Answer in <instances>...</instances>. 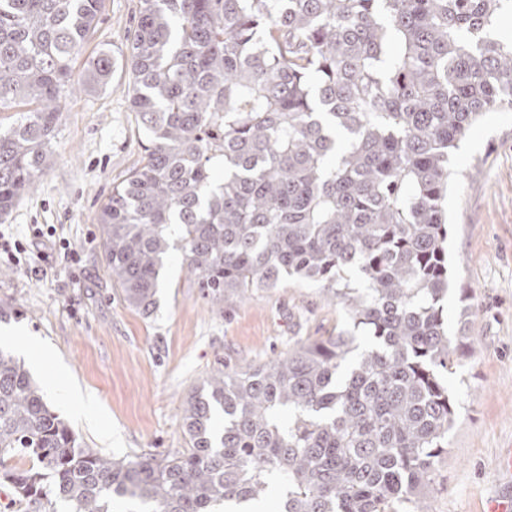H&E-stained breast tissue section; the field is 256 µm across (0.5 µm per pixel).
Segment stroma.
Wrapping results in <instances>:
<instances>
[{"instance_id":"1","label":"stroma","mask_w":512,"mask_h":512,"mask_svg":"<svg viewBox=\"0 0 512 512\" xmlns=\"http://www.w3.org/2000/svg\"><path fill=\"white\" fill-rule=\"evenodd\" d=\"M74 64L36 188L0 220L22 238L20 264L0 254V347L23 359L51 408L88 447L119 459L185 448L182 405L214 369L268 363L298 339L329 335L347 315L315 283L291 278L230 306L204 299L180 251L162 272L158 303L143 316L123 300L103 253L101 205L145 155L129 108L126 34L140 0H103ZM111 83H82L100 50ZM444 206L453 268L443 301L449 335H462L448 377L457 409L448 451L423 492L428 512H484L512 496V111L474 126L455 160ZM67 372V393L51 381Z\"/></svg>"}]
</instances>
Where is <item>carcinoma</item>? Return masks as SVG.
I'll use <instances>...</instances> for the list:
<instances>
[{"instance_id":"1","label":"carcinoma","mask_w":512,"mask_h":512,"mask_svg":"<svg viewBox=\"0 0 512 512\" xmlns=\"http://www.w3.org/2000/svg\"><path fill=\"white\" fill-rule=\"evenodd\" d=\"M102 0H0V218L37 183ZM512 0H140L130 109L148 145L99 211L105 261L149 316L170 250L211 302L288 277L347 326L187 397L188 448H85L0 349V484L24 512H214L275 490L279 512H426L458 364L449 169L487 112L512 110ZM114 61L86 62L104 88ZM366 338L359 348L357 337ZM288 412V420L281 419Z\"/></svg>"}]
</instances>
